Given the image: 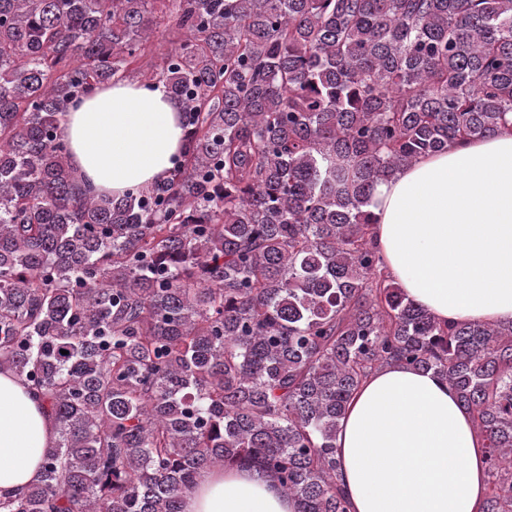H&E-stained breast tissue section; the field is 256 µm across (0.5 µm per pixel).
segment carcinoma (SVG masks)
Instances as JSON below:
<instances>
[{
    "label": "carcinoma",
    "instance_id": "obj_1",
    "mask_svg": "<svg viewBox=\"0 0 512 512\" xmlns=\"http://www.w3.org/2000/svg\"><path fill=\"white\" fill-rule=\"evenodd\" d=\"M167 18L187 119L170 177L83 193L58 128ZM512 125V0H0V369L56 439L0 512H183L249 461L348 512L334 442L392 363L448 382L512 512V323L443 324L365 211L424 154Z\"/></svg>",
    "mask_w": 512,
    "mask_h": 512
}]
</instances>
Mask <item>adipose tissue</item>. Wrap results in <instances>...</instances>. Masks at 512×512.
<instances>
[{
  "label": "adipose tissue",
  "instance_id": "obj_1",
  "mask_svg": "<svg viewBox=\"0 0 512 512\" xmlns=\"http://www.w3.org/2000/svg\"><path fill=\"white\" fill-rule=\"evenodd\" d=\"M83 190L122 196L167 180L187 129L161 82L115 80L71 105L58 130ZM385 270L444 323L512 322V130L421 156L366 206ZM55 423L35 390L0 370V499L40 476ZM349 512H481L489 477L470 414L446 381L395 364L370 374L335 442ZM183 512H298L251 465L214 469Z\"/></svg>",
  "mask_w": 512,
  "mask_h": 512
}]
</instances>
